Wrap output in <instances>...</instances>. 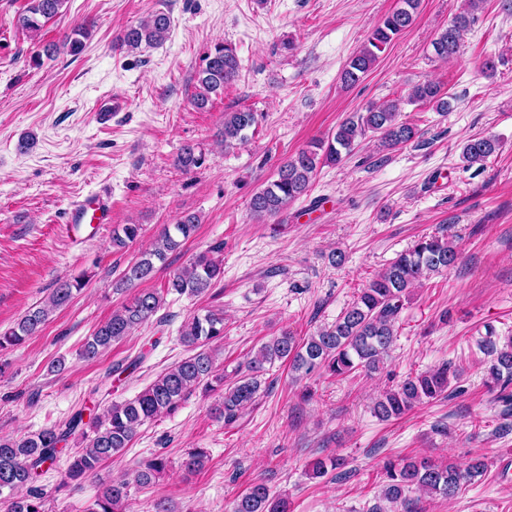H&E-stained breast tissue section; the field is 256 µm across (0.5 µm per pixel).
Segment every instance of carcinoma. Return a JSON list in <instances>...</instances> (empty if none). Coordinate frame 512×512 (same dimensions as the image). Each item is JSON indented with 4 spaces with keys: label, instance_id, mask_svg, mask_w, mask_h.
<instances>
[{
    "label": "carcinoma",
    "instance_id": "obj_1",
    "mask_svg": "<svg viewBox=\"0 0 512 512\" xmlns=\"http://www.w3.org/2000/svg\"><path fill=\"white\" fill-rule=\"evenodd\" d=\"M67 0H29L17 25L33 36L38 35L46 22L56 17ZM421 0H399V6L382 18L372 29L367 42L346 63L341 80L344 86L357 84L378 62L392 41L415 21ZM482 0H467L431 42L437 59L447 62L461 53L464 34L474 22V11ZM170 14L157 10L132 25L115 40V49L135 51L144 45L163 42L171 30ZM91 37V26L81 25L65 35L63 45L72 56L80 55ZM241 64L236 48L224 41L214 43L206 57L205 67L197 75L192 105L201 110L211 97L224 92V86L239 74ZM412 103L430 104L437 112L452 109L447 93L432 80L414 85L409 96ZM400 103L387 101L370 105L344 119L336 131L318 139L294 156L281 162L274 179L255 192L250 199L251 212L259 217L274 218L288 204L308 195L319 168L337 166L349 156L367 133H377L381 145L395 148L420 137L417 127L400 120ZM258 124V115L250 110L224 113L221 138L224 146L244 143L248 132ZM497 141L491 137H471L462 147L467 165L480 164L497 150ZM203 149L191 144L183 146L176 165L186 172L205 164ZM199 217L187 213L174 224L164 227L151 248L140 259L127 267L115 284L118 290L133 288L148 279L156 263H164L169 253L176 251L182 241L196 231ZM142 225L123 224L113 231L112 247L124 248L141 236ZM459 258L449 238L424 236L399 254L382 272L361 289L356 300L348 306L336 322L306 337L298 338L282 330L262 343L255 355L243 367H237L233 379L224 383L218 373L210 345L224 338V314L207 310L196 314L182 325L181 343L190 355L161 372L137 396L121 402L114 401L99 414H90L83 422L84 412H76L65 425H54L22 440L0 438V502L7 504V512H45V501L36 482L41 474L52 468L64 455L69 456L65 480L78 481L94 474L100 466L129 447L138 429L148 421L176 412L182 403L200 390L203 394H217L210 408L211 414L232 426L244 411L256 401L262 377L267 367L275 362L287 363L292 372L307 377L324 370L334 376L349 375L357 370L372 374L384 368L396 338V324L402 309V300L413 288L433 274L453 267ZM224 269L220 261L206 253L170 276L166 293L199 297L207 294L221 280ZM84 288V282L75 278L62 281L50 294L48 301L27 310L15 324L0 332V350L23 343L36 335L49 314L65 306L74 293ZM164 293V294H166ZM164 294L155 290H141L112 312V316L89 336L81 347L87 360L97 358L113 343L129 335L136 327L148 322L164 306ZM478 347L490 357L488 374L500 387L498 399L512 406V340L498 346L491 337L478 341ZM459 379V372L448 364L409 376L387 389L375 402L373 412L383 421L398 419L418 405L457 392L451 381ZM92 430L86 447L77 450L67 447L72 435L84 436ZM208 461L207 451L194 448L185 453L182 468L195 473ZM169 465L168 458L156 454L141 463L134 471L133 480H116L104 486L97 495L90 512H125L130 485L146 487L155 483ZM344 466L336 456L318 458L312 463L315 478ZM487 464L481 457L461 468L453 462H433L427 458H407L398 464H388V482L379 502L368 512H417L414 500L407 496L412 489L432 496L452 499L460 489L483 475ZM230 512H289L288 499L271 493L263 481H255L232 502Z\"/></svg>",
    "mask_w": 512,
    "mask_h": 512
}]
</instances>
